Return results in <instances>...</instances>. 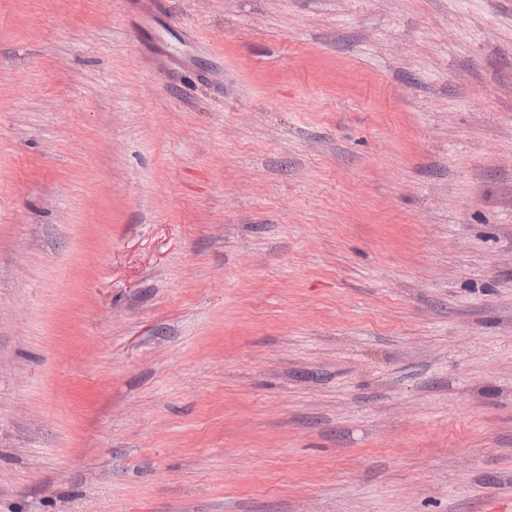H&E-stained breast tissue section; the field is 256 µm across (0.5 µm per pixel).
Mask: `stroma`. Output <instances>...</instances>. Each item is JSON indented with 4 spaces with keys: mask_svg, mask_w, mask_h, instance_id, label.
<instances>
[{
    "mask_svg": "<svg viewBox=\"0 0 512 512\" xmlns=\"http://www.w3.org/2000/svg\"><path fill=\"white\" fill-rule=\"evenodd\" d=\"M0 512H512V0H0Z\"/></svg>",
    "mask_w": 512,
    "mask_h": 512,
    "instance_id": "stroma-1",
    "label": "stroma"
}]
</instances>
